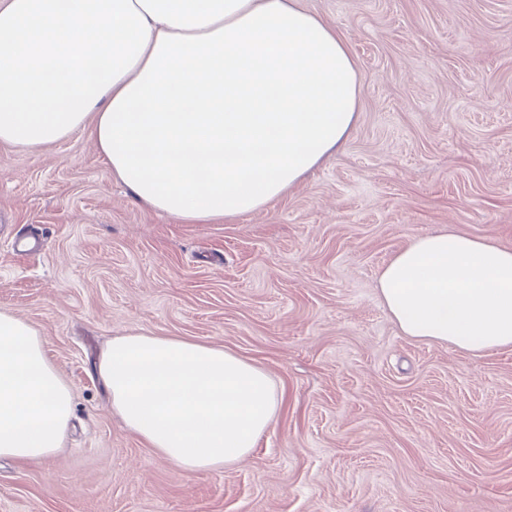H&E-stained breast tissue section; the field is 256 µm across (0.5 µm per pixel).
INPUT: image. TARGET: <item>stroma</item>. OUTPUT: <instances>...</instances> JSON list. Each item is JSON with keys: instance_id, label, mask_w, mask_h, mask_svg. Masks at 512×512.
Returning <instances> with one entry per match:
<instances>
[{"instance_id": "stroma-1", "label": "stroma", "mask_w": 512, "mask_h": 512, "mask_svg": "<svg viewBox=\"0 0 512 512\" xmlns=\"http://www.w3.org/2000/svg\"><path fill=\"white\" fill-rule=\"evenodd\" d=\"M360 75L344 144L265 209L184 224L85 133L0 145V310L73 396L46 460L0 458V512H512V349L404 335L376 288L415 237L512 248V0H301ZM214 344L283 394L241 462L186 475L113 414L115 335Z\"/></svg>"}]
</instances>
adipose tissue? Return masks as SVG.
<instances>
[{
    "label": "adipose tissue",
    "mask_w": 512,
    "mask_h": 512,
    "mask_svg": "<svg viewBox=\"0 0 512 512\" xmlns=\"http://www.w3.org/2000/svg\"><path fill=\"white\" fill-rule=\"evenodd\" d=\"M358 92L346 45L300 0H0V144L89 133L138 203L186 224L286 194L347 138ZM377 287L405 335L512 348V248L418 236ZM95 370L126 427L187 474L246 458L282 404L262 368L148 331L113 337ZM71 412L39 332L0 311V456H52Z\"/></svg>",
    "instance_id": "obj_1"
}]
</instances>
